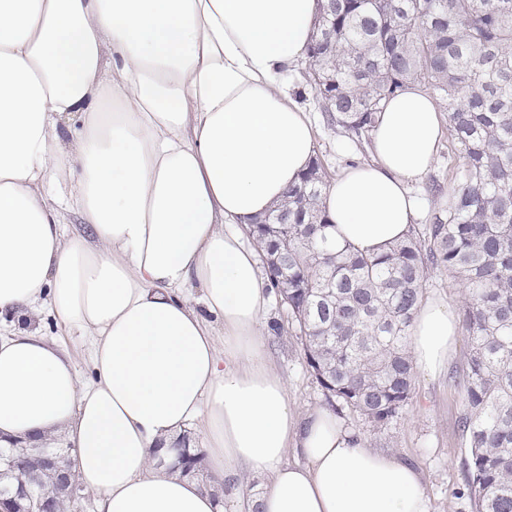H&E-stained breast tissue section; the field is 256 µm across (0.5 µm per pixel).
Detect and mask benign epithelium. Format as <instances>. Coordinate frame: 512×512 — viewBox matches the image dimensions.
<instances>
[{
  "instance_id": "obj_1",
  "label": "benign epithelium",
  "mask_w": 512,
  "mask_h": 512,
  "mask_svg": "<svg viewBox=\"0 0 512 512\" xmlns=\"http://www.w3.org/2000/svg\"><path fill=\"white\" fill-rule=\"evenodd\" d=\"M0 478L9 475L18 479V483L9 495L0 493V503L7 506V512H26L20 504L34 500L33 489L38 486L43 476L54 478L57 498L50 507L38 506L36 512H66L74 504L75 491L70 472L61 465L60 459L44 448H28L19 458L3 462Z\"/></svg>"
}]
</instances>
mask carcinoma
<instances>
[{
    "instance_id": "carcinoma-1",
    "label": "carcinoma",
    "mask_w": 512,
    "mask_h": 512,
    "mask_svg": "<svg viewBox=\"0 0 512 512\" xmlns=\"http://www.w3.org/2000/svg\"><path fill=\"white\" fill-rule=\"evenodd\" d=\"M307 58L321 111L360 147L388 99L423 85L447 112L462 165L446 214L365 255L329 237L327 173L313 157L269 223L253 225L267 287L288 307L328 403L381 431L411 401L423 283L448 273L467 333L468 487L475 512H512V0H324ZM167 453L188 477L204 468L187 433Z\"/></svg>"
}]
</instances>
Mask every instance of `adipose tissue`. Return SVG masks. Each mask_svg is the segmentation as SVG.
Instances as JSON below:
<instances>
[{"label":"adipose tissue","mask_w":512,"mask_h":512,"mask_svg":"<svg viewBox=\"0 0 512 512\" xmlns=\"http://www.w3.org/2000/svg\"><path fill=\"white\" fill-rule=\"evenodd\" d=\"M318 13L319 0H0V447L64 434L98 512H218L150 455L195 423L215 478L267 476L243 512H430L414 466L330 409L298 414L265 359L271 292L243 231L313 157L286 78ZM440 136L419 85L388 101L372 162L329 185L337 243L372 255L408 234V186ZM68 210L88 235H63ZM39 304L90 337L94 383L32 325ZM460 333L447 302L425 299L416 370L445 372Z\"/></svg>","instance_id":"adipose-tissue-1"}]
</instances>
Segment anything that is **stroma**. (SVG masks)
<instances>
[{"label": "stroma", "instance_id": "35a3bbf8", "mask_svg": "<svg viewBox=\"0 0 512 512\" xmlns=\"http://www.w3.org/2000/svg\"><path fill=\"white\" fill-rule=\"evenodd\" d=\"M306 71L307 66L303 63L292 70V93L313 126L315 153L329 177L333 178L350 163L361 162L363 156L344 133L327 124L306 84ZM460 165L450 137H443L424 180L411 186L412 194L421 203L419 223H429L434 208L448 206V196L444 192L439 198L431 197L427 190L430 181H437L444 188ZM265 322L262 330L264 351L270 365L286 380L290 403L301 414L326 406V397L307 366L301 339L291 326L288 309L279 299H272ZM36 323L43 335L67 350L81 379L92 381L94 372L88 337L69 330L47 308L42 309ZM465 352V346H458L447 372L439 377L416 374L410 405L388 433L374 431L348 409L340 411L347 425L359 432L371 448L397 454L420 470L431 512H474L465 466L469 450L459 429L464 391L457 373L464 365Z\"/></svg>", "mask_w": 512, "mask_h": 512}]
</instances>
